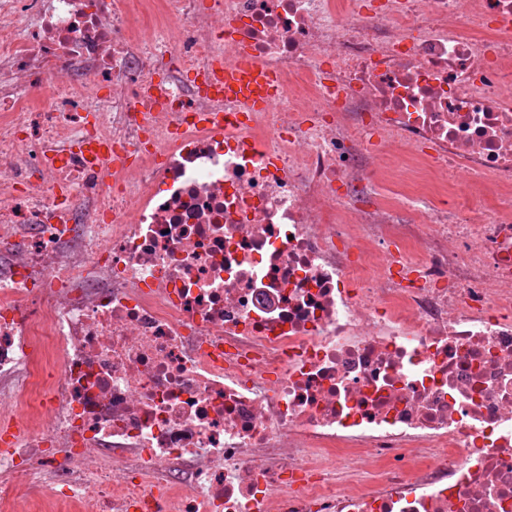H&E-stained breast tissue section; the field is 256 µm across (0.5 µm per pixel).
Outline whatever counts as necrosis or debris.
Returning <instances> with one entry per match:
<instances>
[{
    "mask_svg": "<svg viewBox=\"0 0 512 512\" xmlns=\"http://www.w3.org/2000/svg\"><path fill=\"white\" fill-rule=\"evenodd\" d=\"M0 197V512H512V0H0ZM219 98H244L250 100L256 112H266L273 104L268 92L272 82L271 73L248 58L220 65L216 76Z\"/></svg>",
    "mask_w": 512,
    "mask_h": 512,
    "instance_id": "necrosis-or-debris-1",
    "label": "necrosis or debris"
}]
</instances>
